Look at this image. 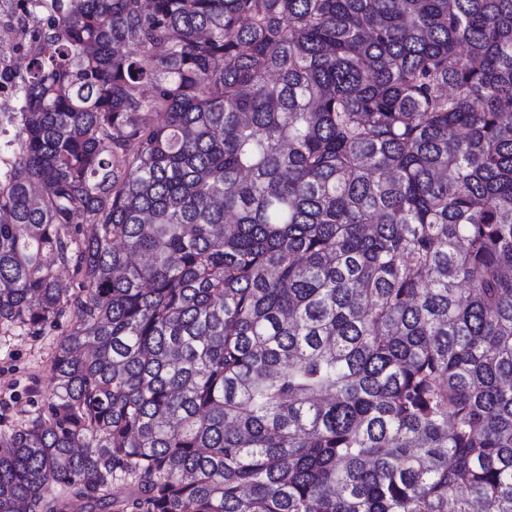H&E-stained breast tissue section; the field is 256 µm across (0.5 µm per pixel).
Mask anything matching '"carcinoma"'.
Returning a JSON list of instances; mask_svg holds the SVG:
<instances>
[{"label": "carcinoma", "mask_w": 512, "mask_h": 512, "mask_svg": "<svg viewBox=\"0 0 512 512\" xmlns=\"http://www.w3.org/2000/svg\"><path fill=\"white\" fill-rule=\"evenodd\" d=\"M51 9L0 329L71 323L0 512H512V0Z\"/></svg>", "instance_id": "carcinoma-1"}]
</instances>
